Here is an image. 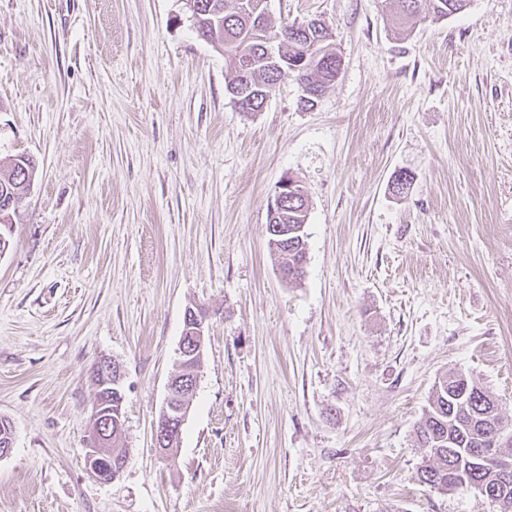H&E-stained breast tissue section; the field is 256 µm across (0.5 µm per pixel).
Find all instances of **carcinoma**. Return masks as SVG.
I'll return each instance as SVG.
<instances>
[{
  "label": "carcinoma",
  "mask_w": 512,
  "mask_h": 512,
  "mask_svg": "<svg viewBox=\"0 0 512 512\" xmlns=\"http://www.w3.org/2000/svg\"><path fill=\"white\" fill-rule=\"evenodd\" d=\"M210 13L201 15L202 25L220 20L223 26L224 54L232 59L231 79L227 86H240L252 95L266 90L285 73L295 79L306 78L324 92L338 78L340 68L332 33L294 31V24L275 29L261 7L263 0H235L231 10L226 0H203ZM401 24L415 27L425 13L443 18L463 11L468 0H398ZM17 159L0 167V202L8 201L24 190L18 178ZM278 267L293 269L306 263L307 247L299 246L283 253L269 246ZM505 425L512 432V422L505 419L496 399L465 376L449 372L435 382L428 398V409L416 426L415 434L424 450L418 467L421 483L440 493L472 492L484 498L495 493L499 512H512V478L504 482L488 470L472 463L476 450L493 455H512V440H494V430Z\"/></svg>",
  "instance_id": "cac0c4a2"
}]
</instances>
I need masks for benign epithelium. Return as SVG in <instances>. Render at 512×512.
<instances>
[{"label": "benign epithelium", "instance_id": "1", "mask_svg": "<svg viewBox=\"0 0 512 512\" xmlns=\"http://www.w3.org/2000/svg\"><path fill=\"white\" fill-rule=\"evenodd\" d=\"M300 204L307 209L306 192L293 178L286 177L281 180L274 199L271 201L268 213L274 219L287 210L288 203ZM304 227L288 226L286 224L272 223L269 232L283 248L301 239L300 233ZM208 315L190 310L185 315L184 330L181 336L178 362L188 365L202 358L205 344V333L208 328ZM94 376L98 381L101 395L95 402L88 427V436L85 445V463L87 469L95 476L107 469H113V477H118L123 470L121 463L127 459V451H115L112 458H104L99 453V447L104 442L112 425H120L123 419L120 408L123 406L124 396L121 388L123 378L122 367L119 363L102 359L94 369ZM198 374L195 370H186L178 378H170L167 385V395L163 404L161 419L156 421L154 430L155 447L163 453L168 452L165 444L173 433L181 434L189 413L190 405L183 395L192 391L197 385Z\"/></svg>", "mask_w": 512, "mask_h": 512}]
</instances>
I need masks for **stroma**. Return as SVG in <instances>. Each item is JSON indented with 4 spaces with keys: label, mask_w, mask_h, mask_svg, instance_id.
I'll use <instances>...</instances> for the list:
<instances>
[{
    "label": "stroma",
    "mask_w": 512,
    "mask_h": 512,
    "mask_svg": "<svg viewBox=\"0 0 512 512\" xmlns=\"http://www.w3.org/2000/svg\"><path fill=\"white\" fill-rule=\"evenodd\" d=\"M396 0H268L321 19L340 74L238 109L180 0H0V161L37 172L0 253V512H498L419 482L446 371L512 419V0L395 28ZM413 176L407 194L390 183ZM306 190L308 261L268 247ZM192 306L199 382L154 447ZM124 370L126 465L84 446L100 359ZM288 202H291L292 204L303 203L304 205L300 208V210L302 211L307 209L306 192L304 188L291 177H285L281 180L275 197L269 205L268 213L270 214L271 219L274 218V220H278V216L281 215L283 211L287 210L288 220L282 221L285 223L288 222V224L292 225L302 224V226H288V224H275L272 222L269 226V232L274 237V239L278 241L281 248H285L288 251V254H284L280 247H274L270 241V237L268 240V246L271 255L274 256L275 260H277L279 268L288 267V271H291L294 267L300 265L301 272L303 265L306 263L307 254L306 239L301 232L304 231L305 225L307 223L303 224L302 218L304 217L302 213H299L298 210H296L300 206L293 207L289 205ZM300 233L303 237V247H301L300 244V241L302 240L301 236L299 235ZM289 236L292 238L288 240ZM298 240L300 241L297 244V248L295 250H288V244L296 243Z\"/></svg>",
    "instance_id": "stroma-1"
}]
</instances>
